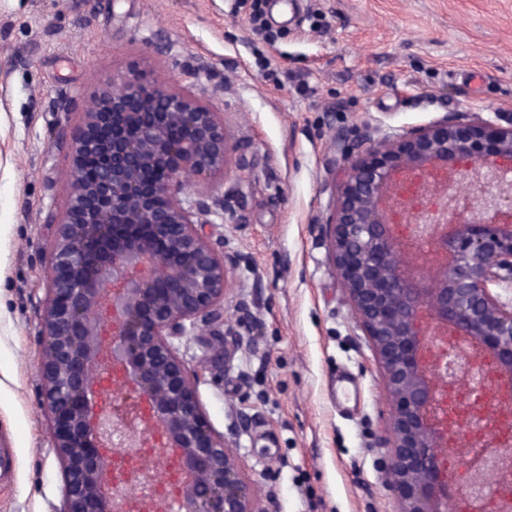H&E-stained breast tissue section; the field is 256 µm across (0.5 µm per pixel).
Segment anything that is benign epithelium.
Instances as JSON below:
<instances>
[{
  "label": "benign epithelium",
  "mask_w": 512,
  "mask_h": 512,
  "mask_svg": "<svg viewBox=\"0 0 512 512\" xmlns=\"http://www.w3.org/2000/svg\"><path fill=\"white\" fill-rule=\"evenodd\" d=\"M347 163L334 210L320 224L335 266L371 337L394 404L382 465L395 512H448L442 456L448 385L476 383L464 358L427 356L417 322L454 330L512 376V113L450 112L403 135L365 130L338 143ZM63 186L65 211L49 252L41 317V400L52 448L63 464V512H116L126 488L108 475L99 410L101 375L114 365L149 405L144 429L160 427L179 450L184 474L174 512H266L239 456L213 433L195 379L179 356L186 336H216L224 348V299L231 266L197 228L235 216L207 181L235 153L224 117L176 92L151 66L106 75L84 108ZM427 173L421 195L431 218L429 269L412 268L419 244L397 235L387 214L401 178ZM478 184L463 196L460 180ZM135 432L112 418V446ZM468 469L487 488L512 452L490 437L468 449Z\"/></svg>",
  "instance_id": "benign-epithelium-1"
}]
</instances>
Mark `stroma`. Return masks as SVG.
I'll return each instance as SVG.
<instances>
[{
	"label": "stroma",
	"mask_w": 512,
	"mask_h": 512,
	"mask_svg": "<svg viewBox=\"0 0 512 512\" xmlns=\"http://www.w3.org/2000/svg\"><path fill=\"white\" fill-rule=\"evenodd\" d=\"M150 60L223 112L255 164L213 183L234 223L202 227L234 259L224 358L202 370L211 337L180 346L209 427L269 512H393L378 443L393 407L315 224L333 208L339 137L512 113V0H0V512L62 502L38 381L51 219L86 100Z\"/></svg>",
	"instance_id": "35a3bbf8"
}]
</instances>
